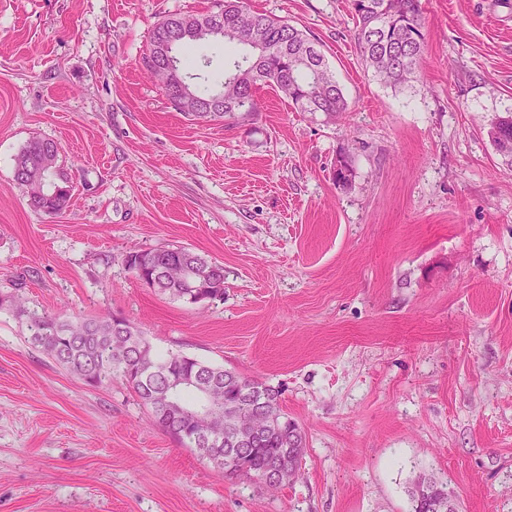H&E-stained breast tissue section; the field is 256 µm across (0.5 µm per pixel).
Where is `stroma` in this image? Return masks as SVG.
Listing matches in <instances>:
<instances>
[{
	"instance_id": "35a3bbf8",
	"label": "stroma",
	"mask_w": 512,
	"mask_h": 512,
	"mask_svg": "<svg viewBox=\"0 0 512 512\" xmlns=\"http://www.w3.org/2000/svg\"><path fill=\"white\" fill-rule=\"evenodd\" d=\"M216 3L0 0V294L275 387L300 474L273 495L226 477L3 307L0 512H412L423 473L458 512H512V165L487 134L512 115V0H421L400 88L362 66L349 0H250L322 45L348 110L263 87L248 118L193 123L140 59L164 16ZM35 136L73 182L57 215L13 178ZM156 248L223 266V299L149 288L124 257Z\"/></svg>"
}]
</instances>
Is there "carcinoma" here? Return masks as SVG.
<instances>
[{
  "instance_id": "obj_1",
  "label": "carcinoma",
  "mask_w": 512,
  "mask_h": 512,
  "mask_svg": "<svg viewBox=\"0 0 512 512\" xmlns=\"http://www.w3.org/2000/svg\"><path fill=\"white\" fill-rule=\"evenodd\" d=\"M354 20V40L365 70L390 86L402 87L420 75L424 49V23L420 0H350ZM217 20L224 25V43L246 46L237 36L253 37L258 46L224 66V110L188 113L192 121L224 122L245 118L257 111L255 92L262 86L283 93L289 104L300 112H322L334 119L347 111V101L335 79L319 43L303 31L265 13L247 8L245 0H220L219 9L206 14L174 13L152 28L148 47L141 59L143 71L154 78L166 60L158 47L172 44V58L183 71L191 60L186 51L191 42L174 39L183 26L200 20ZM497 150L502 141L512 145V118L492 122L489 130ZM56 142L34 137L15 159L14 180L24 188L28 204L55 215L66 210L72 199L73 184L58 167ZM131 271L140 268L151 278L148 286L185 302L189 289L177 278L187 267L224 280V268L206 256L185 248L131 250L125 256ZM13 307L23 320L27 341L86 384L99 386L120 379L136 393L142 404L159 403L172 375L199 376L203 385L220 386L224 401L242 400L251 412L283 413L280 392L257 379H248L221 367L207 365L195 358L170 353L141 354L133 338L139 336L130 320L100 314L76 321L47 312L28 310L14 296H0V307ZM194 394L184 396L187 410L169 416L159 424L166 433L189 448L194 447L197 432L221 420L216 407L205 418L192 411ZM307 445L305 430L296 420L281 423L256 438L248 446L224 441L220 447L198 446L200 455L228 477H246L261 484L270 494L282 487L280 482L263 479L280 465L291 466V477L300 471ZM432 494L413 502V512H435L433 501L448 499L447 487L433 476L424 475Z\"/></svg>"
}]
</instances>
